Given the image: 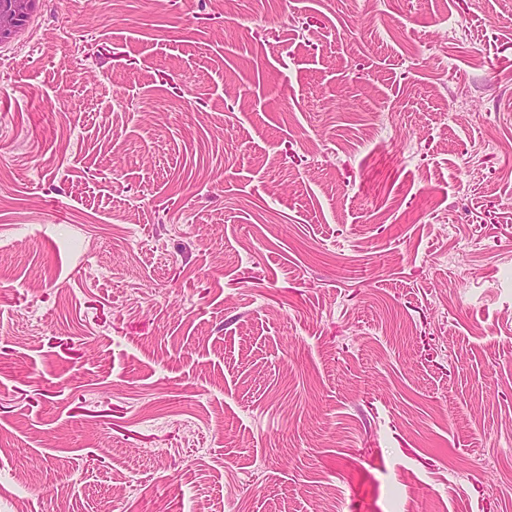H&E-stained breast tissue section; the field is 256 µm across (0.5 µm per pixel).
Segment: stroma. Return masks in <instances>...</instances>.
<instances>
[{"instance_id":"stroma-1","label":"stroma","mask_w":512,"mask_h":512,"mask_svg":"<svg viewBox=\"0 0 512 512\" xmlns=\"http://www.w3.org/2000/svg\"><path fill=\"white\" fill-rule=\"evenodd\" d=\"M512 512V7L36 0L0 39V512Z\"/></svg>"}]
</instances>
